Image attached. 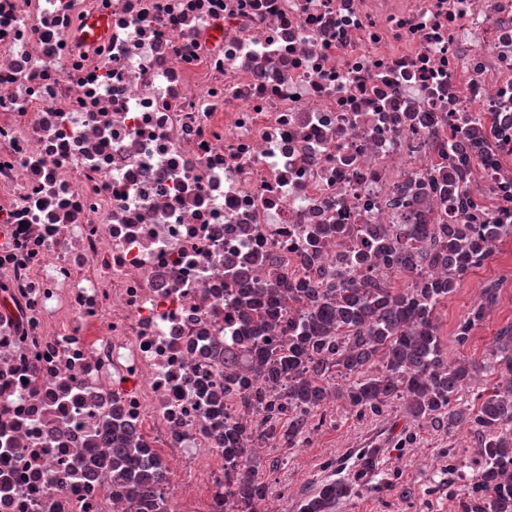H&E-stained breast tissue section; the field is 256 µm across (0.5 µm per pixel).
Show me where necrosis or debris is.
<instances>
[{"instance_id": "1", "label": "necrosis or debris", "mask_w": 512, "mask_h": 512, "mask_svg": "<svg viewBox=\"0 0 512 512\" xmlns=\"http://www.w3.org/2000/svg\"><path fill=\"white\" fill-rule=\"evenodd\" d=\"M450 220L512 240V0H0V512H141L119 444L224 512L244 289L302 318Z\"/></svg>"}]
</instances>
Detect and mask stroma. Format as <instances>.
I'll return each mask as SVG.
<instances>
[{
	"mask_svg": "<svg viewBox=\"0 0 512 512\" xmlns=\"http://www.w3.org/2000/svg\"><path fill=\"white\" fill-rule=\"evenodd\" d=\"M503 259L473 271L456 288L438 313L443 351L449 362L486 364L499 330L512 322V287L502 289L484 322L466 344L451 331L479 301L486 282L512 280V244L502 248ZM346 383L335 379L329 394L308 422V440L296 448L254 449L258 474L271 494L262 512H298L300 500L328 480L354 486L333 512H457L448 494L447 449L465 460L476 457V442L467 430H450L414 420L403 402H395L381 416H359L346 403ZM380 451L377 471L369 487L359 486L363 449Z\"/></svg>",
	"mask_w": 512,
	"mask_h": 512,
	"instance_id": "obj_1",
	"label": "stroma"
}]
</instances>
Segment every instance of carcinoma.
<instances>
[{
  "mask_svg": "<svg viewBox=\"0 0 512 512\" xmlns=\"http://www.w3.org/2000/svg\"><path fill=\"white\" fill-rule=\"evenodd\" d=\"M483 249L482 240L458 224L439 234L431 262L453 255L470 257ZM453 288L436 284L422 288H393L374 281L369 288H298L296 298L307 308L288 347L267 345L257 336L243 337L242 349H224V367L242 385L254 375L285 384L288 402L318 408L328 396L327 383L348 381L346 396L360 416H379L394 400H405L411 414L448 429L468 428L473 433L477 459L473 481L457 486L448 482L460 512H512V399L498 394L474 408L464 399L474 380L471 364H451L444 357L435 323V311ZM275 288H255L241 302L245 325L256 320L284 318L274 302ZM497 289L486 288L458 327L456 340L468 341L496 302ZM487 372L512 376V323L498 333ZM308 414H291L288 430L271 426L265 436L283 439L292 448L304 441ZM227 452L244 459L235 488L224 495L226 512H259L269 488L258 477L256 461L246 447ZM126 481L148 500L154 492L148 473L127 475ZM349 485L340 479L326 482L298 505V512H332Z\"/></svg>",
  "mask_w": 512,
  "mask_h": 512,
  "instance_id": "carcinoma-1",
  "label": "carcinoma"
}]
</instances>
